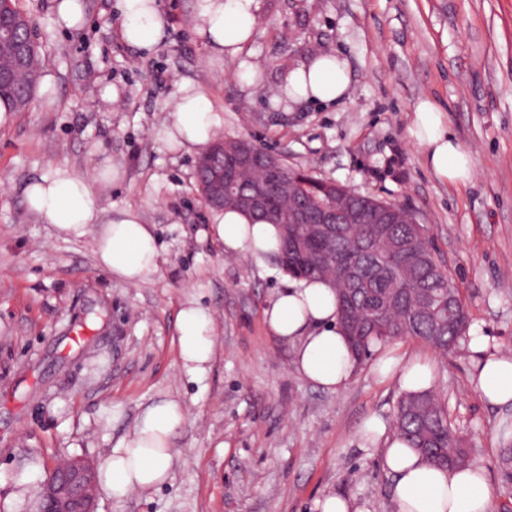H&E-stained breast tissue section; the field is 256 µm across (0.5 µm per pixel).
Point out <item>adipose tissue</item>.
I'll use <instances>...</instances> for the list:
<instances>
[{"label": "adipose tissue", "instance_id": "1", "mask_svg": "<svg viewBox=\"0 0 512 512\" xmlns=\"http://www.w3.org/2000/svg\"><path fill=\"white\" fill-rule=\"evenodd\" d=\"M117 8L126 45L148 51L160 42L167 19L157 0H118ZM261 10L262 0H195V32L214 53L236 58L251 42ZM350 83L345 60L325 53L286 71L279 91L290 105L334 104L346 97ZM416 124L433 172L447 182L469 180L472 163L439 109L421 103ZM223 125L209 97L185 83L160 136L172 149L201 150ZM113 180L112 160L105 157L93 177L58 166L32 178L24 196L30 211L59 233L93 234L101 265L133 286L158 271L160 252L150 226L141 222L133 207L103 217L98 189L111 186ZM212 231L225 252L243 253L259 263L279 249L276 225L235 211H214ZM263 316L270 335L291 346L295 369L302 378L329 391L347 384L356 365L337 324L336 294L328 283L288 280L268 302ZM177 330L185 368L194 376H204L215 345L210 320L201 309L188 306L178 314ZM470 348L476 356L483 397L496 405L512 402V356L491 351L484 336L474 337ZM187 420V408L173 399L153 402L143 410L133 432L117 441L99 470V482L112 500L123 501L131 491L147 492L168 480L175 462L172 439ZM382 467L392 479L397 512H493V489L479 465L438 468L391 436L386 440Z\"/></svg>", "mask_w": 512, "mask_h": 512}]
</instances>
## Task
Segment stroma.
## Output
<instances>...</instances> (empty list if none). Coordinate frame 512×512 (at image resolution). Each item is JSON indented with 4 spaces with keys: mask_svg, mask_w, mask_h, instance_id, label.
Returning <instances> with one entry per match:
<instances>
[{
    "mask_svg": "<svg viewBox=\"0 0 512 512\" xmlns=\"http://www.w3.org/2000/svg\"><path fill=\"white\" fill-rule=\"evenodd\" d=\"M84 3V25L64 30L51 0H19L54 81L0 125V512H33L48 467L101 464L166 396L189 409L167 482L120 503L100 494L97 512H315L330 493L395 512L384 439L365 424L389 427L396 377L373 357L336 392L295 372L291 347L263 320L286 274L275 257L259 265L224 251L196 188V153L169 149L159 131L187 82L223 113V136L409 208L452 270L470 327L512 355V0H264L244 51L263 74L252 89L237 81L236 61L196 35L193 0H158L167 33L144 53L122 41L112 0ZM322 51L346 59L347 98L276 109L278 74ZM110 86L120 92L113 102L103 97ZM423 101L471 158L469 182L430 169L415 127ZM104 155L120 174L101 206H133L161 253L158 271L134 286L102 268L92 236H61L24 202L28 180L59 165L89 175ZM190 303L216 336L198 380L178 345V313ZM384 351L403 366L431 361L494 487V512H512L503 461L512 404L482 398L470 347L444 357L406 339ZM29 467L36 481L24 490Z\"/></svg>",
    "mask_w": 512,
    "mask_h": 512,
    "instance_id": "obj_1",
    "label": "stroma"
}]
</instances>
